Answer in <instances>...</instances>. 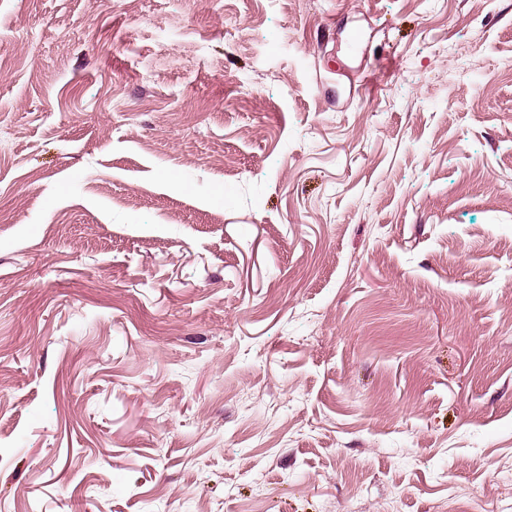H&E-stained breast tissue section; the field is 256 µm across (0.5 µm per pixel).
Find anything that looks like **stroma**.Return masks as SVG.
<instances>
[{
    "label": "stroma",
    "mask_w": 512,
    "mask_h": 512,
    "mask_svg": "<svg viewBox=\"0 0 512 512\" xmlns=\"http://www.w3.org/2000/svg\"><path fill=\"white\" fill-rule=\"evenodd\" d=\"M0 512H512V0H0Z\"/></svg>",
    "instance_id": "obj_1"
}]
</instances>
